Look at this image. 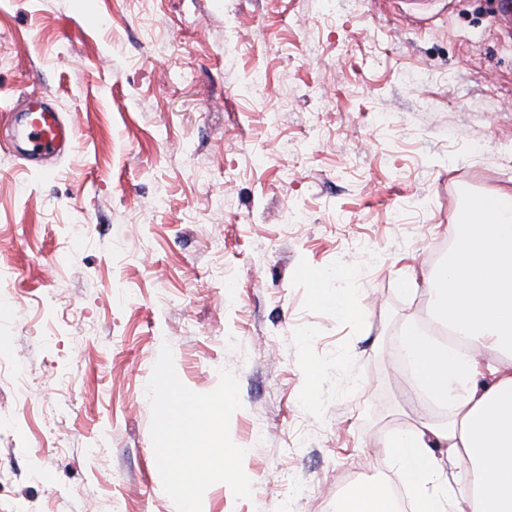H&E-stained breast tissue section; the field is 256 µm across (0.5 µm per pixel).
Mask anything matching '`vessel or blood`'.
Here are the masks:
<instances>
[{
	"instance_id": "obj_1",
	"label": "vessel or blood",
	"mask_w": 512,
	"mask_h": 512,
	"mask_svg": "<svg viewBox=\"0 0 512 512\" xmlns=\"http://www.w3.org/2000/svg\"><path fill=\"white\" fill-rule=\"evenodd\" d=\"M27 109L29 116L17 129L16 137L25 143L20 152L21 158L33 167L58 155L62 147L73 140L74 133L56 110L45 105L42 98H30Z\"/></svg>"
}]
</instances>
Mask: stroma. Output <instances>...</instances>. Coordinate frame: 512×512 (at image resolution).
I'll return each mask as SVG.
<instances>
[{"label": "stroma", "mask_w": 512, "mask_h": 512, "mask_svg": "<svg viewBox=\"0 0 512 512\" xmlns=\"http://www.w3.org/2000/svg\"><path fill=\"white\" fill-rule=\"evenodd\" d=\"M500 0H0V512H177L146 385L162 345L240 383L251 498L333 512L392 479L421 418L393 355L433 316L410 276L512 179ZM30 96L74 131L26 168ZM352 291L354 318L316 298Z\"/></svg>", "instance_id": "stroma-1"}]
</instances>
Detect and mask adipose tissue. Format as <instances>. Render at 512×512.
Returning a JSON list of instances; mask_svg holds the SVG:
<instances>
[{"label": "adipose tissue", "mask_w": 512, "mask_h": 512, "mask_svg": "<svg viewBox=\"0 0 512 512\" xmlns=\"http://www.w3.org/2000/svg\"><path fill=\"white\" fill-rule=\"evenodd\" d=\"M451 238L426 278L428 307L465 346L411 327L398 353L413 367L411 387L451 413L394 434L387 452L414 512H512V186L475 201ZM335 512H396L390 481L354 488Z\"/></svg>", "instance_id": "obj_1"}]
</instances>
